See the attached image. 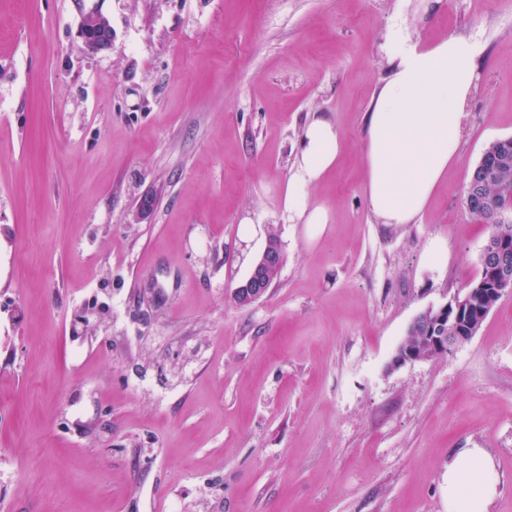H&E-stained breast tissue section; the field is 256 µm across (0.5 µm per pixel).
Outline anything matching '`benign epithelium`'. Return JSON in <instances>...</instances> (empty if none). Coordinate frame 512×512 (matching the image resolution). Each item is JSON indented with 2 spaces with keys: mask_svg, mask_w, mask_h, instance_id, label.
<instances>
[{
  "mask_svg": "<svg viewBox=\"0 0 512 512\" xmlns=\"http://www.w3.org/2000/svg\"><path fill=\"white\" fill-rule=\"evenodd\" d=\"M80 36L89 50L104 52L112 46V28L97 10L81 11ZM492 256V274L495 287L485 288L482 284L468 289L466 295H454L445 303L426 310L429 319L426 350L418 352L406 346H400L392 360L396 367L406 363L439 357L458 344H462L474 334L472 297H495L512 289V263L507 252L493 244L485 248ZM275 263V244L266 241L259 259L253 266L248 278L235 289L234 299L240 305H249L264 296L272 282Z\"/></svg>",
  "mask_w": 512,
  "mask_h": 512,
  "instance_id": "benign-epithelium-1",
  "label": "benign epithelium"
}]
</instances>
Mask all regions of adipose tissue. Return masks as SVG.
<instances>
[{
	"mask_svg": "<svg viewBox=\"0 0 512 512\" xmlns=\"http://www.w3.org/2000/svg\"><path fill=\"white\" fill-rule=\"evenodd\" d=\"M388 46L390 76L367 114L366 193L380 223L410 224L459 160L479 51L455 36L410 45L398 29L390 32ZM341 149L330 122L318 119L307 127L298 172L288 184L289 220L326 223L324 210H306L302 191L334 167ZM492 468L484 449L460 453L448 466V512H486L496 493Z\"/></svg>",
	"mask_w": 512,
	"mask_h": 512,
	"instance_id": "adipose-tissue-1",
	"label": "adipose tissue"
}]
</instances>
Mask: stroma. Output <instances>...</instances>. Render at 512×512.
<instances>
[{
	"label": "stroma",
	"mask_w": 512,
	"mask_h": 512,
	"mask_svg": "<svg viewBox=\"0 0 512 512\" xmlns=\"http://www.w3.org/2000/svg\"><path fill=\"white\" fill-rule=\"evenodd\" d=\"M394 27L481 52L460 163L412 224L365 190ZM317 119L343 150L306 190L327 223L295 224ZM509 137L512 0H0V512H448L467 448L512 512V292L391 366L476 279L465 186ZM271 229L279 276L239 305ZM81 9L80 36L94 53L107 51L112 46V28L97 10Z\"/></svg>",
	"instance_id": "1"
}]
</instances>
